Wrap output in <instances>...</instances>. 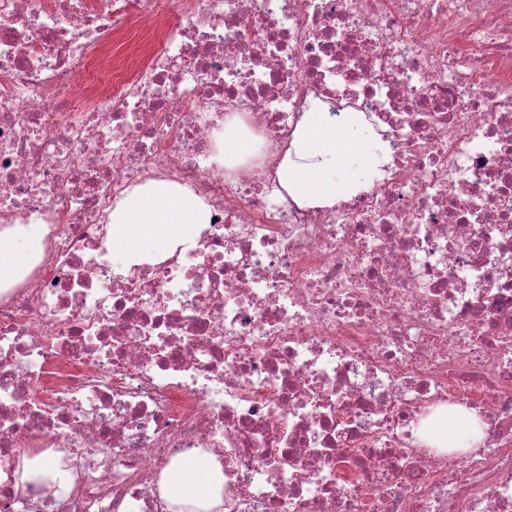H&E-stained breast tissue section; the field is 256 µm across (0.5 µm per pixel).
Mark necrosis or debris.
<instances>
[{"label": "necrosis or debris", "mask_w": 512, "mask_h": 512, "mask_svg": "<svg viewBox=\"0 0 512 512\" xmlns=\"http://www.w3.org/2000/svg\"><path fill=\"white\" fill-rule=\"evenodd\" d=\"M145 30L139 62L98 64ZM389 146L328 207L277 169L306 112ZM248 152L226 157L227 130ZM169 181L213 222L113 275V208ZM0 512H512V0H0ZM482 440L433 432L449 408ZM71 481L19 489L23 458ZM40 224H14L0 229V289L20 282L34 257L42 251ZM161 491L169 501L190 507L189 512H211L224 495V475L214 462L183 458L163 476Z\"/></svg>", "instance_id": "necrosis-or-debris-1"}]
</instances>
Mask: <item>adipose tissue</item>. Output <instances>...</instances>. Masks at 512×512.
I'll list each match as a JSON object with an SVG mask.
<instances>
[{"label": "adipose tissue", "mask_w": 512, "mask_h": 512, "mask_svg": "<svg viewBox=\"0 0 512 512\" xmlns=\"http://www.w3.org/2000/svg\"><path fill=\"white\" fill-rule=\"evenodd\" d=\"M356 154L366 167L377 162L366 152L356 124L326 112H309L298 124L278 177L295 199L310 206H330L349 193L351 182L337 180L336 170ZM210 216L208 204L192 190L150 181L134 187L113 209L110 234L132 259L165 257L178 245L191 242L198 225L209 223ZM43 234L38 224L0 229V289L22 280L42 250ZM161 491L189 512H210L224 493V476L218 464L187 457L166 472Z\"/></svg>", "instance_id": "adipose-tissue-1"}]
</instances>
